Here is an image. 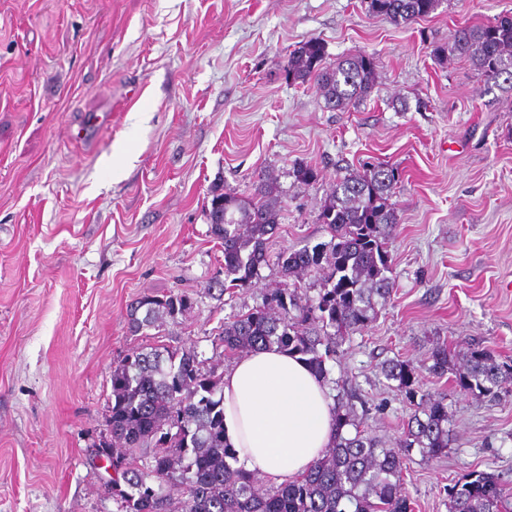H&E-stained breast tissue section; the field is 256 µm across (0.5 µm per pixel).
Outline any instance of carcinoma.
Wrapping results in <instances>:
<instances>
[{
    "label": "carcinoma",
    "mask_w": 512,
    "mask_h": 512,
    "mask_svg": "<svg viewBox=\"0 0 512 512\" xmlns=\"http://www.w3.org/2000/svg\"><path fill=\"white\" fill-rule=\"evenodd\" d=\"M439 0H368V10L394 23L429 16ZM452 52L473 65L484 81L512 89V15L455 29L450 48L438 46L440 59ZM323 43L312 38L288 57L286 77L293 84L315 83L333 108L367 99L376 80L374 59L357 54L323 66ZM398 168L382 164L346 175L324 200L318 221L330 240L277 256L286 274L314 273L313 297L299 288H273L262 303L224 319L216 330L224 355L234 357L277 345L299 354L323 376L336 359L343 338L364 329L386 305L393 282L387 229L398 223L389 203L400 182ZM279 188L263 174L250 198L212 190L210 233L223 248L224 281L211 289L247 288L269 262L267 241L277 226ZM189 296L144 295L128 311L133 333L160 327V320L184 315ZM461 361L448 368V345L436 343L428 370L454 372L459 390L490 394L512 384V363L497 362L480 343L464 342ZM382 374L396 382L411 409L397 447L365 434L351 412L355 393L337 398V427H354L340 436L303 477L289 483L261 484L237 466L235 450L224 446L223 374L205 368L194 351L158 344L125 354L112 370V498L120 512H412L401 493L406 461L413 449L429 461L448 454V404L423 389L422 370L392 359ZM448 512H512V489L492 472L472 470L447 488Z\"/></svg>",
    "instance_id": "1"
}]
</instances>
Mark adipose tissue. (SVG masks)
<instances>
[{"label":"adipose tissue","mask_w":512,"mask_h":512,"mask_svg":"<svg viewBox=\"0 0 512 512\" xmlns=\"http://www.w3.org/2000/svg\"><path fill=\"white\" fill-rule=\"evenodd\" d=\"M224 442L240 466L284 484L334 445L331 392L305 362L279 348L256 350L224 373Z\"/></svg>","instance_id":"1"}]
</instances>
